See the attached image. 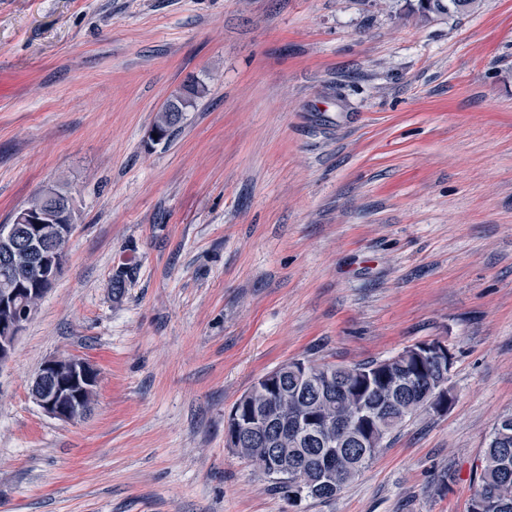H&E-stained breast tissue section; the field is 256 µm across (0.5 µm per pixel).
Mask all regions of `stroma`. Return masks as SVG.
Here are the masks:
<instances>
[{
    "label": "stroma",
    "mask_w": 512,
    "mask_h": 512,
    "mask_svg": "<svg viewBox=\"0 0 512 512\" xmlns=\"http://www.w3.org/2000/svg\"><path fill=\"white\" fill-rule=\"evenodd\" d=\"M54 185L76 229L0 367V512H467L512 411V0H0V224ZM434 339L452 405L333 499L225 447L280 364ZM58 354L101 372L73 423L29 392ZM407 0V8L413 13H417L420 17L428 19L432 15L436 16H452L454 14L465 13L464 11L472 8L466 12L473 10L477 6V0ZM459 2L468 4L466 8L460 9ZM470 2V3H469ZM185 88H188V92L175 96L155 118L153 127H157L164 132L161 141L169 139L175 127L181 122L182 114L191 100L200 97L205 92L204 86L198 81L189 82L184 86ZM170 110L177 112H168Z\"/></svg>",
    "instance_id": "35a3bbf8"
}]
</instances>
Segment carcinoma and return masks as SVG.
Listing matches in <instances>:
<instances>
[{
    "mask_svg": "<svg viewBox=\"0 0 512 512\" xmlns=\"http://www.w3.org/2000/svg\"><path fill=\"white\" fill-rule=\"evenodd\" d=\"M470 7L477 0H407V8L427 19L433 15L461 14L459 2ZM187 93L175 96L156 116L154 126L168 140L181 122L192 99L204 94V86L191 81ZM37 287L34 270L21 266L9 275L0 264V290ZM453 355L441 363L394 356L355 365L317 364L315 382L301 385L293 372L280 368L278 388L288 398L275 404L256 393L238 400L240 409L257 408L263 425L249 435L235 454L251 461L271 482L272 489L289 505L304 499L327 500L358 477L380 449L388 446L392 433L429 400L437 383L448 379ZM315 414L345 426L336 447L326 448L318 439L290 436L279 441L299 416ZM336 456V479L327 482L322 466L326 454ZM468 512H512V412L501 414L489 433L482 454L477 487Z\"/></svg>",
    "mask_w": 512,
    "mask_h": 512,
    "instance_id": "1",
    "label": "carcinoma"
}]
</instances>
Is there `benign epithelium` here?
Returning <instances> with one entry per match:
<instances>
[{"instance_id":"obj_1","label":"benign epithelium","mask_w":512,"mask_h":512,"mask_svg":"<svg viewBox=\"0 0 512 512\" xmlns=\"http://www.w3.org/2000/svg\"><path fill=\"white\" fill-rule=\"evenodd\" d=\"M72 205L56 203L47 208L29 206L20 209L13 224L0 229V244L16 235L17 225L28 224L34 232L27 235V248L38 252L39 288L32 294L18 288L0 291V367L12 357L16 342L29 319L38 309V302L53 288L60 276L58 241L72 236ZM90 362L77 355H58L47 358L36 372L30 395L49 418L61 422H75L89 411L88 400L95 397L100 378L88 372ZM249 428L246 420L237 415L225 426V447L233 448L238 437Z\"/></svg>"}]
</instances>
